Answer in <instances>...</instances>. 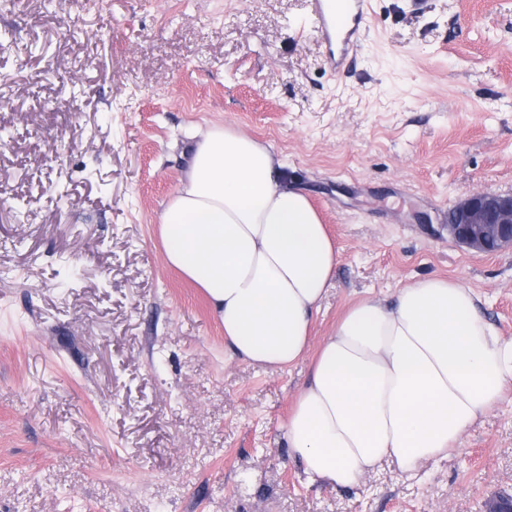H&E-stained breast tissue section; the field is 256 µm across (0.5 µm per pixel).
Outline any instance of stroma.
Here are the masks:
<instances>
[{"mask_svg":"<svg viewBox=\"0 0 512 512\" xmlns=\"http://www.w3.org/2000/svg\"><path fill=\"white\" fill-rule=\"evenodd\" d=\"M1 32L0 512H484L512 496V383L448 458L312 484L283 430L310 358L233 357L158 231L190 136L230 127L335 240L313 345L429 275L511 337L512 248L473 252L441 219L512 193V0H373L338 70L309 0H15Z\"/></svg>","mask_w":512,"mask_h":512,"instance_id":"1","label":"stroma"}]
</instances>
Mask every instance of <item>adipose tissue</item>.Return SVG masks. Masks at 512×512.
<instances>
[{
    "label": "adipose tissue",
    "instance_id": "obj_1",
    "mask_svg": "<svg viewBox=\"0 0 512 512\" xmlns=\"http://www.w3.org/2000/svg\"><path fill=\"white\" fill-rule=\"evenodd\" d=\"M159 227L168 264L202 289L236 357L283 368L313 353L284 426L311 482L351 487L386 460L407 473L447 457L512 381V337L439 276L354 304L312 347L339 254L309 198L245 134L216 126L195 141Z\"/></svg>",
    "mask_w": 512,
    "mask_h": 512
}]
</instances>
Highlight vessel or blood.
<instances>
[{
    "instance_id": "vessel-or-blood-1",
    "label": "vessel or blood",
    "mask_w": 512,
    "mask_h": 512,
    "mask_svg": "<svg viewBox=\"0 0 512 512\" xmlns=\"http://www.w3.org/2000/svg\"><path fill=\"white\" fill-rule=\"evenodd\" d=\"M370 0H311L322 39L330 48V63L342 67L361 43V23Z\"/></svg>"
}]
</instances>
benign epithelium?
<instances>
[{
  "label": "benign epithelium",
  "mask_w": 512,
  "mask_h": 512,
  "mask_svg": "<svg viewBox=\"0 0 512 512\" xmlns=\"http://www.w3.org/2000/svg\"><path fill=\"white\" fill-rule=\"evenodd\" d=\"M448 233L481 253L512 247V194L479 191L459 201L448 211Z\"/></svg>",
  "instance_id": "obj_1"
}]
</instances>
